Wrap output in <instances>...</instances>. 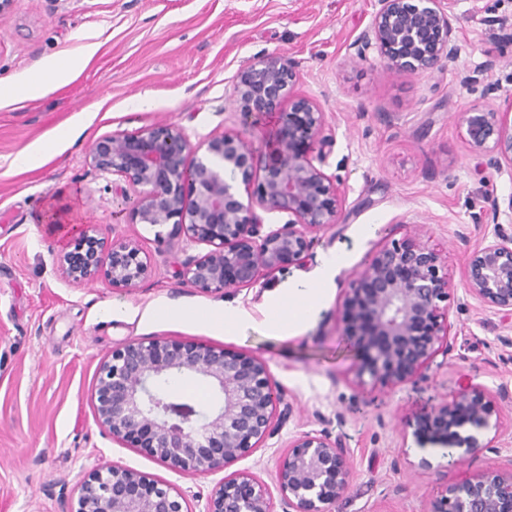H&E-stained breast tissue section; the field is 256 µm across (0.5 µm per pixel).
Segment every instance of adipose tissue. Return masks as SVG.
Returning a JSON list of instances; mask_svg holds the SVG:
<instances>
[{
    "label": "adipose tissue",
    "instance_id": "1",
    "mask_svg": "<svg viewBox=\"0 0 512 512\" xmlns=\"http://www.w3.org/2000/svg\"><path fill=\"white\" fill-rule=\"evenodd\" d=\"M99 48V43L93 42L84 45L79 58L47 59L37 76L0 79V98L33 100L69 84L89 65ZM318 299V288L306 281L297 283L288 295L273 296L266 320L267 327L272 331L285 333L299 326L313 315Z\"/></svg>",
    "mask_w": 512,
    "mask_h": 512
}]
</instances>
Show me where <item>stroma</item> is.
<instances>
[{
    "label": "stroma",
    "instance_id": "35a3bbf8",
    "mask_svg": "<svg viewBox=\"0 0 512 512\" xmlns=\"http://www.w3.org/2000/svg\"><path fill=\"white\" fill-rule=\"evenodd\" d=\"M377 0H14L0 20V78L38 74L50 57L101 49L77 79L45 96L0 101V512H69L78 481L100 465L148 475L180 491L189 512H204L224 475L245 473L275 487V470L293 438L340 439L351 455L350 489L335 512H425L441 488L473 479L512 455V322L466 291L468 253L496 226L472 215L512 199V165L477 155L456 119L474 105L512 106V0H455L458 53L435 76L390 77L349 56ZM294 61L295 95L317 99L334 147L325 170L342 193L341 221L310 257L255 286L203 294L174 274V258L200 256L176 225L134 223L111 176L85 161L113 132L169 122L191 143L225 130L263 147L272 124L245 126L228 104L238 70L259 55ZM499 60L490 81L462 77ZM146 95L151 107H136ZM60 125L79 131L42 168L17 172L10 161ZM104 225L136 239L151 275L136 290L59 276L54 258L73 229ZM420 238L448 264V347L403 383L371 389L356 380V352L341 334L342 294L390 240ZM340 256L314 314L280 334L264 323L271 295L316 279ZM121 304V320L101 306ZM233 306L248 321L227 329L203 317ZM203 343L263 359L291 412L278 431L224 470L182 475L140 448L113 439L96 422L98 367L133 340ZM473 385L492 396L499 431L492 448L449 464L437 445H418L417 419Z\"/></svg>",
    "mask_w": 512,
    "mask_h": 512
}]
</instances>
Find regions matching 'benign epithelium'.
I'll list each match as a JSON object with an SVG mask.
<instances>
[{
    "mask_svg": "<svg viewBox=\"0 0 512 512\" xmlns=\"http://www.w3.org/2000/svg\"><path fill=\"white\" fill-rule=\"evenodd\" d=\"M370 26L349 45L351 57L376 59L386 75H434L458 52L453 0H379ZM295 62L257 56L237 73L229 105L245 125L275 118L276 130L258 154L239 132L214 133L190 143L175 124L114 132L89 149L88 164L116 177L135 193L139 224L185 230L208 246L200 257L174 258L177 276L204 294L251 288L285 263H302L315 241L339 222V179L324 171L333 147L319 102L294 95ZM289 107H284V104ZM508 113L474 105L458 113L475 154L493 153L512 165ZM257 190L242 200L239 185ZM288 220L277 227L264 215ZM56 270L74 282L105 275L112 287L131 291L151 266L133 239L109 238L100 224H84L73 249L57 257ZM468 294L482 306L512 318V233L498 228L474 249L463 268ZM447 266L418 239L393 240L376 251L344 293L342 330L358 336L357 376L395 385L427 368L448 347ZM199 377L216 391V404L198 411L164 389L175 377ZM96 420L112 437L147 450L180 473L220 470L273 435L281 397L265 363L203 344L154 339L112 351L98 373ZM489 393L475 385L439 406L448 420L434 442L448 456L489 448L479 434L491 426ZM349 450L327 435L305 433L288 443L276 485L284 512H331L349 490ZM174 488L115 466L83 477L71 512H185ZM205 512H274L269 488L246 474H229L207 500ZM427 512H512V457L475 479L445 488Z\"/></svg>",
    "mask_w": 512,
    "mask_h": 512,
    "instance_id": "1",
    "label": "benign epithelium"
}]
</instances>
